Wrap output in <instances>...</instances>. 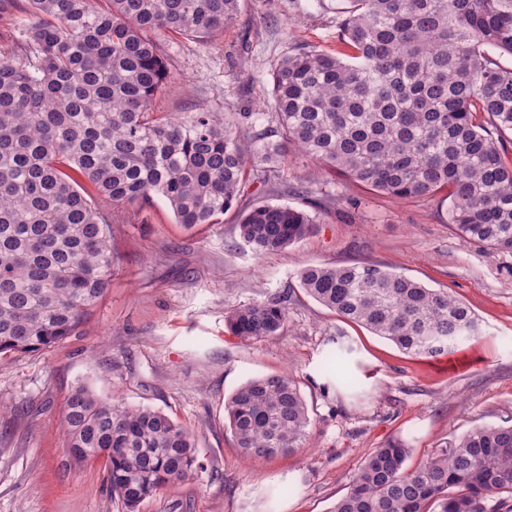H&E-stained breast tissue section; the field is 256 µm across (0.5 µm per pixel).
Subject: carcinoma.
I'll return each mask as SVG.
<instances>
[{
  "mask_svg": "<svg viewBox=\"0 0 512 512\" xmlns=\"http://www.w3.org/2000/svg\"><path fill=\"white\" fill-rule=\"evenodd\" d=\"M27 63L0 59V354L73 335L112 280L103 206L166 199L187 228L216 224L248 170L267 172L293 146L352 183L398 200L448 199L464 241L512 253V0H350L334 53L313 46L271 69L267 112L153 111L166 73L162 33L204 38L242 0H25ZM264 129L254 134L256 124ZM89 187H84L80 181ZM289 205L241 214V239L263 255L311 235ZM300 287L342 319L413 356L441 355L479 333L471 309L383 265L308 264ZM287 297L234 309L243 342L275 336ZM336 353V378L352 377ZM252 458L303 447L306 402L287 374L240 385L224 404ZM70 453L106 459L125 512L204 469L192 432L160 411L74 388L63 408ZM412 449H372L330 512H512V425L477 427L411 468Z\"/></svg>",
  "mask_w": 512,
  "mask_h": 512,
  "instance_id": "1",
  "label": "carcinoma"
}]
</instances>
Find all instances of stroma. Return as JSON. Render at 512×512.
<instances>
[{"mask_svg":"<svg viewBox=\"0 0 512 512\" xmlns=\"http://www.w3.org/2000/svg\"><path fill=\"white\" fill-rule=\"evenodd\" d=\"M349 0H243L235 21L206 38L162 36L169 76L160 112L265 111L270 70L297 48L336 45ZM30 16L21 0L0 11V58L23 63ZM335 204L317 230L287 249L257 255L238 235L242 212L261 204L310 209L304 186ZM112 282L74 335L41 351L0 357V512H124L105 459L75 463L61 426L77 384L131 407L162 411L188 428L204 469L145 501L140 512H330L366 454L391 439L409 466L450 449L462 434L512 424V254L466 242L448 203L401 201L323 174L295 148L279 169L250 176L218 224L185 229L166 201L112 207ZM375 262L430 288L447 289L480 320L478 336L435 357L403 354L309 297L307 263ZM288 297L279 335L242 342L227 312ZM351 345L354 382L325 368ZM285 372L310 418L297 452L249 460L236 447L224 403L249 379Z\"/></svg>","mask_w":512,"mask_h":512,"instance_id":"35a3bbf8","label":"stroma"}]
</instances>
